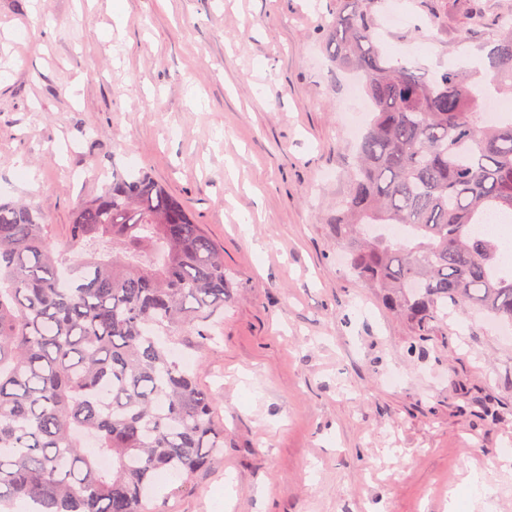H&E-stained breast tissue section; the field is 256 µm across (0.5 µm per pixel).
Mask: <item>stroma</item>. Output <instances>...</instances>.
Listing matches in <instances>:
<instances>
[{"label":"stroma","instance_id":"35a3bbf8","mask_svg":"<svg viewBox=\"0 0 512 512\" xmlns=\"http://www.w3.org/2000/svg\"><path fill=\"white\" fill-rule=\"evenodd\" d=\"M335 10L0 0V199L41 212L60 245L111 171L145 172L224 253L216 339L180 348L219 400L224 459L165 481L151 512H479L473 463L500 484L495 512H512V334L468 313L416 335L337 260L327 219L356 141L353 78L324 47ZM511 11L386 0L378 40L433 76L481 59Z\"/></svg>","mask_w":512,"mask_h":512}]
</instances>
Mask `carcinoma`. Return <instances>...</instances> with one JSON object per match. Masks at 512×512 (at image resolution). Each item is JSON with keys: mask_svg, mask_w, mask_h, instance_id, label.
<instances>
[{"mask_svg": "<svg viewBox=\"0 0 512 512\" xmlns=\"http://www.w3.org/2000/svg\"><path fill=\"white\" fill-rule=\"evenodd\" d=\"M380 5L336 0L324 33L372 113L329 218L336 242L420 336L462 306L512 326V270L499 240L475 231L512 216V116L486 125V89L462 70L428 79L385 57ZM498 25L487 70L512 95V14ZM228 298L223 251L146 174L112 173L74 210L62 249L44 215L1 201L0 505L149 512L162 474L215 463L218 400L170 345L213 340Z\"/></svg>", "mask_w": 512, "mask_h": 512, "instance_id": "carcinoma-1", "label": "carcinoma"}]
</instances>
